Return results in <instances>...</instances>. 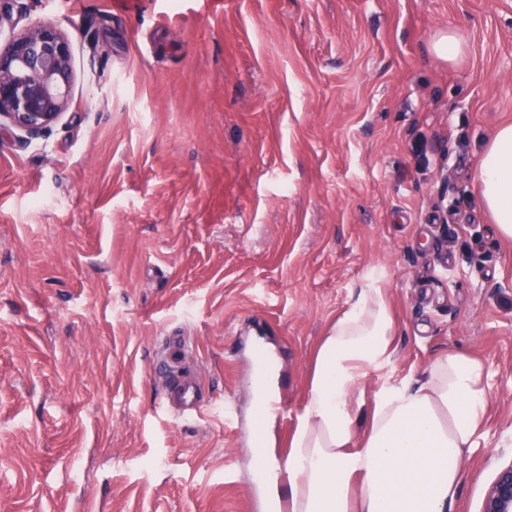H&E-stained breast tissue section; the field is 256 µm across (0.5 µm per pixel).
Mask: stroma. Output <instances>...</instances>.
Wrapping results in <instances>:
<instances>
[{
  "label": "stroma",
  "mask_w": 512,
  "mask_h": 512,
  "mask_svg": "<svg viewBox=\"0 0 512 512\" xmlns=\"http://www.w3.org/2000/svg\"><path fill=\"white\" fill-rule=\"evenodd\" d=\"M71 44L70 106L0 128V512H261L252 337L278 443L329 322L378 280L397 352L480 357L489 421L451 512L512 464V245L474 186L512 122V0H14ZM454 32L450 62L433 43ZM185 337L206 406L158 383ZM274 370L269 371L264 360L258 356L255 363V400L258 405L264 399L277 396L275 387L272 384Z\"/></svg>",
  "instance_id": "stroma-1"
}]
</instances>
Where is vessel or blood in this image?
<instances>
[{
	"label": "vessel or blood",
	"instance_id": "1",
	"mask_svg": "<svg viewBox=\"0 0 512 512\" xmlns=\"http://www.w3.org/2000/svg\"><path fill=\"white\" fill-rule=\"evenodd\" d=\"M185 356V344L171 340L160 364L159 378L166 405L176 414L193 415L199 412L203 399L198 377L184 368Z\"/></svg>",
	"mask_w": 512,
	"mask_h": 512
}]
</instances>
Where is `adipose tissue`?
I'll return each instance as SVG.
<instances>
[{"label":"adipose tissue","mask_w":512,"mask_h":512,"mask_svg":"<svg viewBox=\"0 0 512 512\" xmlns=\"http://www.w3.org/2000/svg\"><path fill=\"white\" fill-rule=\"evenodd\" d=\"M476 185L499 238L512 241V124L496 130ZM396 336L386 289L364 282L315 348L286 450L254 454L257 480L271 487L264 512H449L485 428V365L451 351L364 398Z\"/></svg>","instance_id":"obj_1"}]
</instances>
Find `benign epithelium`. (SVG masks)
I'll return each mask as SVG.
<instances>
[{
	"instance_id": "1",
	"label": "benign epithelium",
	"mask_w": 512,
	"mask_h": 512,
	"mask_svg": "<svg viewBox=\"0 0 512 512\" xmlns=\"http://www.w3.org/2000/svg\"><path fill=\"white\" fill-rule=\"evenodd\" d=\"M71 47L51 24L33 25L0 47V118L36 138L70 104ZM482 512H512V464L489 487Z\"/></svg>"
}]
</instances>
